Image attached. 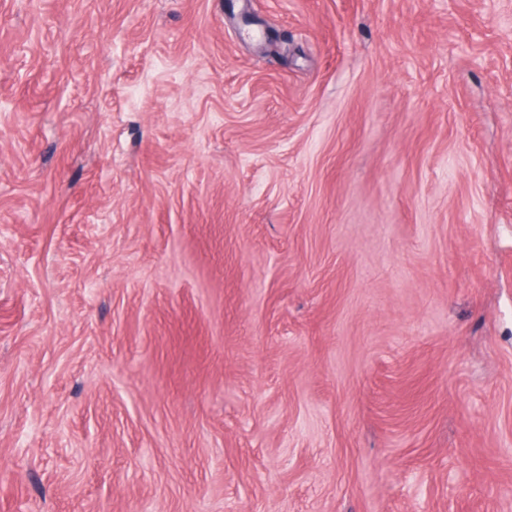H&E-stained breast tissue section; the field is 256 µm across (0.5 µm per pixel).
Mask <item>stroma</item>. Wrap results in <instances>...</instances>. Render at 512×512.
<instances>
[{
	"instance_id": "stroma-1",
	"label": "stroma",
	"mask_w": 512,
	"mask_h": 512,
	"mask_svg": "<svg viewBox=\"0 0 512 512\" xmlns=\"http://www.w3.org/2000/svg\"><path fill=\"white\" fill-rule=\"evenodd\" d=\"M0 512H512V0H0Z\"/></svg>"
}]
</instances>
